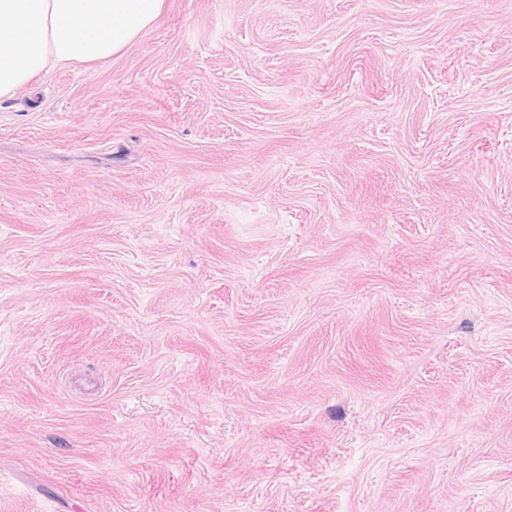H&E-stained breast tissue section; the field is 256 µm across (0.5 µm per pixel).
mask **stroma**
<instances>
[{"label": "stroma", "instance_id": "obj_1", "mask_svg": "<svg viewBox=\"0 0 512 512\" xmlns=\"http://www.w3.org/2000/svg\"><path fill=\"white\" fill-rule=\"evenodd\" d=\"M0 512H512V0H166L0 100Z\"/></svg>", "mask_w": 512, "mask_h": 512}]
</instances>
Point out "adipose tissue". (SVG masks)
<instances>
[{"instance_id":"adipose-tissue-1","label":"adipose tissue","mask_w":512,"mask_h":512,"mask_svg":"<svg viewBox=\"0 0 512 512\" xmlns=\"http://www.w3.org/2000/svg\"><path fill=\"white\" fill-rule=\"evenodd\" d=\"M165 0H0V99L52 68L106 62L161 15Z\"/></svg>"}]
</instances>
